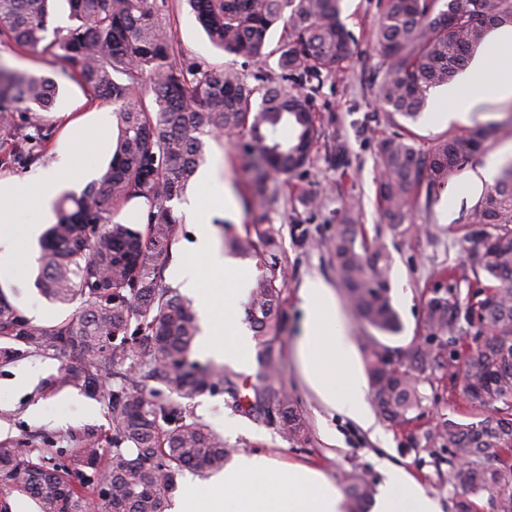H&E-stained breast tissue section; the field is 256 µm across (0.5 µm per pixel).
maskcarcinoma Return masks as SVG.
Listing matches in <instances>:
<instances>
[{"mask_svg":"<svg viewBox=\"0 0 512 512\" xmlns=\"http://www.w3.org/2000/svg\"><path fill=\"white\" fill-rule=\"evenodd\" d=\"M50 2L0 0V45L60 57L63 76L97 105L112 107L118 136L102 176L81 194L66 192L59 200L57 221L41 246L36 287L53 302L79 303L76 313L38 324L0 294V340L6 342L0 360L78 352L80 366L64 369L49 385L100 398L112 435L106 448L87 430L71 437L76 448L35 453L16 443L0 449V512H9L7 496L14 491L32 498L38 512H86L88 491L101 485L109 497L99 512H168L180 472H217L227 459L223 437L182 400L218 389L230 409L288 442L308 439L303 415L278 381L275 343L283 329L285 285L279 230L252 224L224 242L232 254L261 262L247 315L263 368L244 395L236 374L193 358V302L160 285L161 259L178 224L169 203L186 195L204 163L206 136L247 134L246 147L259 160L253 177L258 192L270 175L304 167L317 134L314 94L350 57L353 36L341 20V0H188L216 47L249 60L265 57L270 30L283 22L279 78L300 87L290 93L261 75L255 79L262 87L252 86L235 67L176 61L174 0H66L71 25L52 30ZM504 24H512V0H384L375 32L383 60L376 83L382 111L416 121L431 92L451 82L486 34ZM58 90L53 78L0 64V170L45 158L55 134L47 113ZM283 128L292 135L280 140ZM501 130L487 123L439 139L423 153L408 136L383 139L379 194L391 229L402 227L420 192L432 199ZM137 198L149 205L144 227L117 221L112 206ZM467 223L478 238L467 255L469 270L491 285L476 304L461 303L452 287L434 288L423 299L421 325L427 338L452 339L459 320L469 322L478 311L485 338L459 367L461 392L495 415L466 425L444 420L434 438L451 454L455 512H476L475 498L482 494L498 512H512V163L481 194ZM331 260L356 317L379 333H398L386 247L368 239L360 224H339ZM363 353L374 403L392 423L409 422L422 408V378L448 371L438 347L393 354L365 336ZM346 493L349 512H365L373 487L353 475Z\"/></svg>","mask_w":512,"mask_h":512,"instance_id":"cac0c4a2","label":"carcinoma"}]
</instances>
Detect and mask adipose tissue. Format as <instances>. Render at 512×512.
Returning <instances> with one entry per match:
<instances>
[{
	"label": "adipose tissue",
	"mask_w": 512,
	"mask_h": 512,
	"mask_svg": "<svg viewBox=\"0 0 512 512\" xmlns=\"http://www.w3.org/2000/svg\"><path fill=\"white\" fill-rule=\"evenodd\" d=\"M507 99H512V26H501L486 37L458 80L438 95L435 112L443 121L465 124L480 104ZM80 105L76 98L66 108L68 120L49 165L21 178L0 179V267L15 260L14 225H24L29 239L38 238L54 221L57 195L112 153L110 113H83ZM231 200L219 166L203 170L186 210L192 238L180 243L181 257L169 268L168 277L195 300L201 328L198 352L248 373L255 367L254 343L240 319V304L255 271L218 250L212 224ZM299 296L303 321L296 355L305 381L327 409L370 427L368 387L334 292L321 278L310 277ZM210 485V494L201 497L195 482H188L171 512H346L342 493L325 473L304 466L284 467L261 453L234 455ZM373 512L440 510L405 470L392 466Z\"/></svg>",
	"instance_id": "1"
}]
</instances>
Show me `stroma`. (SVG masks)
Segmentation results:
<instances>
[{"label":"stroma","mask_w":512,"mask_h":512,"mask_svg":"<svg viewBox=\"0 0 512 512\" xmlns=\"http://www.w3.org/2000/svg\"><path fill=\"white\" fill-rule=\"evenodd\" d=\"M381 0H343L341 18L355 42L351 57L321 84L314 98L319 136L306 166L294 174L271 176L263 193L251 184L255 152L246 150L247 135L207 139V163H220L223 176L234 193L236 208L216 227L217 237L241 235L249 224H272L280 233L279 261L285 274L283 305L286 320L280 335V377L308 425V441L297 446L283 439L260 421L234 413L224 403L223 393L204 394L189 400L193 415L203 418L224 436L229 454L263 453L283 464H302L326 472L338 486L357 472L381 488L383 469L392 465L408 472L439 502L440 512H454V489L448 481V450L426 441L440 419L462 424L490 416L487 408L467 403L459 384L451 377L423 382V407L410 422L393 425L375 418L364 428L340 415L329 414L304 381L295 356L303 313L299 291L307 278L318 276L333 286L343 320L353 336L370 335L371 327L355 317L339 288L329 254L337 224L353 219L369 236L380 238L391 256L390 280L393 305L402 329L382 336L383 344L407 351L422 334L423 296L437 284L457 287L461 295L475 293L477 284L463 250L469 231L468 211L486 185L481 169L499 148L512 145V115L505 104L479 106L469 125L433 121L423 113L414 123L388 117L381 111L372 86L382 66L374 44ZM174 32L181 59H194L213 66L232 65L247 77L263 74L277 77L282 28H274L266 44V56L253 62L215 48L198 23L186 0H178ZM0 60L12 68L56 78L59 99L77 90L76 82L62 77L63 61L50 54L32 56L0 47ZM497 122L504 129L497 139L465 167L449 176L445 188L433 201L418 198L407 219V232L392 231L383 216L378 194L381 178L379 144L386 137L411 133L416 149L426 150L438 139L468 133ZM309 228L308 240L297 237L295 226ZM39 241L28 240L24 225L16 227V259L0 268V291L27 317L51 325L76 311L75 305L46 300L34 280L39 268ZM77 354L63 358L32 355L7 365L0 364V447L26 438L31 449L47 444L69 447L68 433L92 429L108 434L112 423L97 397L73 387L47 389V382L64 367L78 366Z\"/></svg>","instance_id":"35a3bbf8"}]
</instances>
